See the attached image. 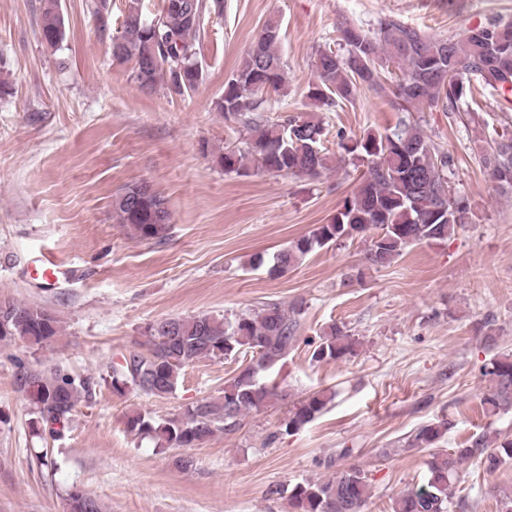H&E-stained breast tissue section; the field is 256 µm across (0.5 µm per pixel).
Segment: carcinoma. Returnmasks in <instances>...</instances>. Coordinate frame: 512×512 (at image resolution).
Masks as SVG:
<instances>
[{"label":"carcinoma","instance_id":"1","mask_svg":"<svg viewBox=\"0 0 512 512\" xmlns=\"http://www.w3.org/2000/svg\"><path fill=\"white\" fill-rule=\"evenodd\" d=\"M89 9L100 29L106 30L110 16L108 0H91ZM224 14V0H163L162 8L145 20L134 6L112 36V59L133 63L132 78L138 87L151 92L160 84L179 96L195 91L203 81L197 62L196 42L205 15ZM341 51L321 49L314 58L315 79L307 98L327 112L352 102L357 91L367 87L385 90L386 74L396 68L402 73L397 83L399 110L411 112L419 104L440 105L447 112L465 110L474 89L493 90L502 96L512 91V22L492 19L467 29L461 37L436 38L424 34L396 16L380 18L373 29L348 22L339 27ZM40 34L47 44L57 46L66 37L59 0H44ZM280 25L268 21L247 51L241 65L224 82L216 107L227 121L244 133L240 144L215 156L226 172L246 174L248 165L269 173L316 178L332 168L336 159L324 142V122L309 113L286 115L278 122L268 120L272 93L285 89V64L278 51ZM340 147L366 165L367 170L353 197L344 201L328 224H319L308 234L274 253L269 273H288L309 253L376 231L365 252V261L375 267L389 266L402 249L412 244L443 242L466 226L473 216L467 200L458 196L448 181L454 157L425 137L419 124L401 120L392 129L370 133L345 143L336 133ZM481 165L490 172L497 189L512 193V136L496 140L482 149ZM112 213L127 233L141 241L162 242L171 230V214L164 198L151 186L130 184L112 199ZM6 331L0 339L19 337L41 346L57 334V321L45 308L12 302ZM304 302L288 307L267 303L257 311L218 319L209 315L169 317L146 330V352H134L113 371V389L128 386L148 397H166L175 392L185 368L202 359H249L224 382L220 401L204 399L187 408L180 418L157 422L135 413L127 417V428L149 437L160 448H192L217 432H232L240 418L258 411L280 395L276 384H268L260 373L272 369L288 356L297 336L296 316ZM355 353V341L343 327L329 326L319 336L311 353L317 363L346 359ZM491 387L482 399L484 410L495 413L512 405V354H499L483 367ZM15 384L34 407L33 431L51 438L68 428L74 407L81 397L91 398L94 382L76 378L62 368L46 374L19 365ZM332 397L318 391L291 410L276 435L290 434L312 422ZM448 430L447 423L420 427L409 445L432 448ZM491 444L482 435L471 444L448 452H434L427 461L424 481L394 501L393 512H448V489L459 466L479 449ZM512 460V439L496 443L484 464L494 471ZM289 512H363L369 499L364 472L344 468L319 481H304L288 490ZM68 512H101L97 499L73 489L66 499Z\"/></svg>","mask_w":512,"mask_h":512}]
</instances>
